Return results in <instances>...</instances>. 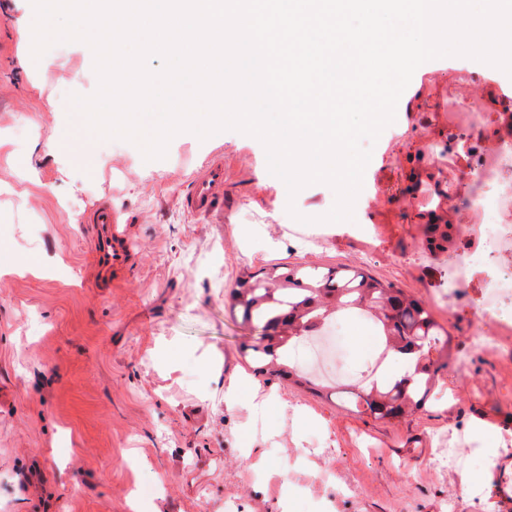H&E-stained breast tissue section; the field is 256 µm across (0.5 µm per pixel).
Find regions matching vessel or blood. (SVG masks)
Returning <instances> with one entry per match:
<instances>
[{
	"label": "vessel or blood",
	"instance_id": "b4317fda",
	"mask_svg": "<svg viewBox=\"0 0 512 512\" xmlns=\"http://www.w3.org/2000/svg\"><path fill=\"white\" fill-rule=\"evenodd\" d=\"M181 203L192 216H223V153L208 157L188 182ZM86 222L92 233L89 268L93 285L104 291L118 287L127 279L136 260L128 222L108 201L95 203L87 213Z\"/></svg>",
	"mask_w": 512,
	"mask_h": 512
}]
</instances>
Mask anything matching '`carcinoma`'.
Listing matches in <instances>:
<instances>
[{
  "instance_id": "carcinoma-1",
  "label": "carcinoma",
  "mask_w": 512,
  "mask_h": 512,
  "mask_svg": "<svg viewBox=\"0 0 512 512\" xmlns=\"http://www.w3.org/2000/svg\"><path fill=\"white\" fill-rule=\"evenodd\" d=\"M353 304L366 307L383 325L391 322L390 333L383 334L385 346L409 363V370L398 379L360 381L356 404L383 420L419 409L438 372L448 367L446 361L434 365L429 351L437 344L447 347L448 339L442 338L441 327L422 304L393 284L358 272L285 267L273 276H250L232 295V308L256 331L246 349L252 351L256 370L262 373L272 370L280 357L314 335L333 314Z\"/></svg>"
}]
</instances>
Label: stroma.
<instances>
[{"label":"stroma","instance_id":"obj_1","mask_svg":"<svg viewBox=\"0 0 512 512\" xmlns=\"http://www.w3.org/2000/svg\"><path fill=\"white\" fill-rule=\"evenodd\" d=\"M0 8V240L42 273L0 278V512H505L512 500V333L493 350L468 341L481 276L461 294L448 269L474 245L463 196L465 140H449L455 105L479 96L484 136L512 140V76L449 56L416 70L410 95L372 147L350 221L318 224L336 195L316 183L289 197L263 144L228 130L169 142L144 160L123 140L90 139L95 172L63 164L46 141L70 113V94L98 87L83 43L34 61L31 0ZM224 154V221L188 215L187 180ZM39 180L23 194L17 165ZM107 200L132 219L138 263L119 288H92L86 210ZM298 214L290 216L287 207ZM450 227L428 249L427 221ZM275 250H268V240ZM357 271L419 300L448 334L427 403L378 420L343 388L313 392L253 374L251 332L231 309L241 280L282 267ZM381 327L347 311L340 364L358 380ZM234 377L272 399L266 412L227 408ZM455 449L459 469L439 464Z\"/></svg>","mask_w":512,"mask_h":512}]
</instances>
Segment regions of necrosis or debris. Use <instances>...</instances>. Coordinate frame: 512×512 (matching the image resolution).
<instances>
[{
    "mask_svg": "<svg viewBox=\"0 0 512 512\" xmlns=\"http://www.w3.org/2000/svg\"><path fill=\"white\" fill-rule=\"evenodd\" d=\"M464 128L475 144L468 165L472 191L466 206L478 214L474 234L480 240L477 250L456 262L448 270L453 285L466 282L472 273L484 274V286L476 305L477 320L494 321L500 331L512 330V268L496 267L495 262L512 254V199L503 191L504 182L512 179V147L488 146L483 138L478 100L461 104ZM338 323L329 324L305 348L311 365L327 380L341 374L337 340Z\"/></svg>",
    "mask_w": 512,
    "mask_h": 512,
    "instance_id": "4bbe7bcc",
    "label": "necrosis or debris"
}]
</instances>
